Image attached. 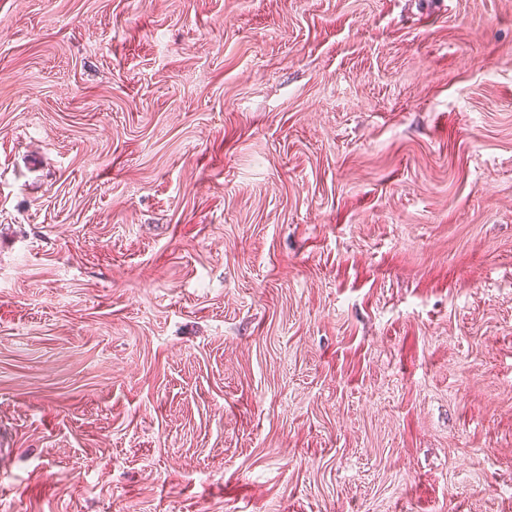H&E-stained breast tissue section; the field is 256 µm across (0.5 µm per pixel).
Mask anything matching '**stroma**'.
Segmentation results:
<instances>
[{
  "label": "stroma",
  "instance_id": "stroma-1",
  "mask_svg": "<svg viewBox=\"0 0 512 512\" xmlns=\"http://www.w3.org/2000/svg\"><path fill=\"white\" fill-rule=\"evenodd\" d=\"M0 512H512V0H0Z\"/></svg>",
  "mask_w": 512,
  "mask_h": 512
}]
</instances>
